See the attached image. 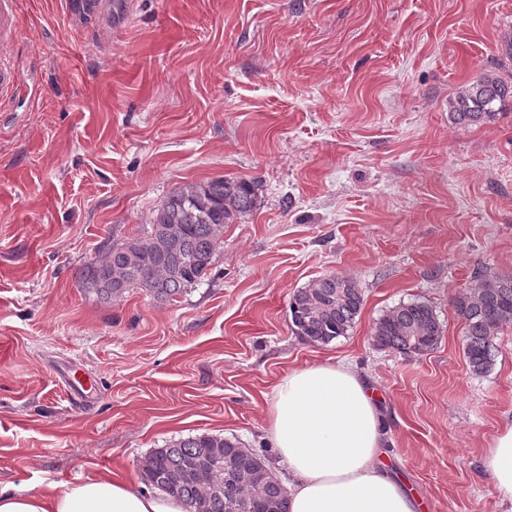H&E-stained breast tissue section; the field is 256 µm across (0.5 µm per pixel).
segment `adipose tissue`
Masks as SVG:
<instances>
[{
  "instance_id": "obj_1",
  "label": "adipose tissue",
  "mask_w": 512,
  "mask_h": 512,
  "mask_svg": "<svg viewBox=\"0 0 512 512\" xmlns=\"http://www.w3.org/2000/svg\"><path fill=\"white\" fill-rule=\"evenodd\" d=\"M269 439L288 470V512H421L391 469L383 415L372 388L347 363L294 370L269 403ZM483 469L512 505V424ZM0 512H187L183 502L108 475L79 476L32 490L0 483Z\"/></svg>"
}]
</instances>
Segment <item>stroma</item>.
<instances>
[{
	"instance_id": "1",
	"label": "stroma",
	"mask_w": 512,
	"mask_h": 512,
	"mask_svg": "<svg viewBox=\"0 0 512 512\" xmlns=\"http://www.w3.org/2000/svg\"><path fill=\"white\" fill-rule=\"evenodd\" d=\"M510 31L512 0H133L107 39L60 0H20L23 86L0 98V482L139 486L152 451L202 433L269 454L274 387L336 361L378 392L425 512H502L482 460L512 420V324L473 374L452 300L512 273V106L464 126L448 103ZM222 177L259 199L204 281L170 303L83 288L171 192ZM329 273L364 305L317 345L289 303ZM411 300L436 310L437 347L374 345ZM74 369L94 384L78 403Z\"/></svg>"
}]
</instances>
